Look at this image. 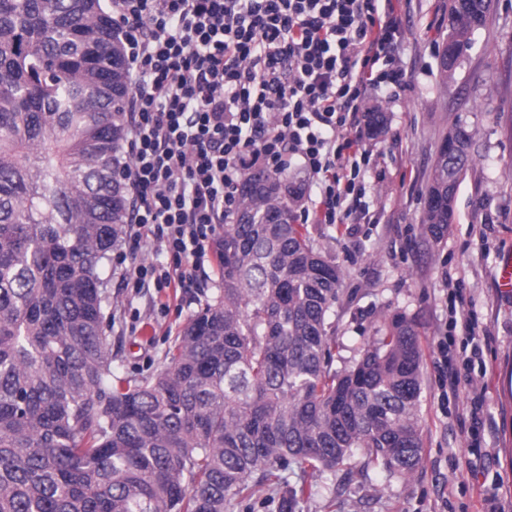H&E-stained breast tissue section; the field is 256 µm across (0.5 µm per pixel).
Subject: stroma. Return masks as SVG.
<instances>
[{"mask_svg": "<svg viewBox=\"0 0 512 512\" xmlns=\"http://www.w3.org/2000/svg\"><path fill=\"white\" fill-rule=\"evenodd\" d=\"M448 0H402L398 55L409 85L385 87L370 99L389 116L386 132L367 145L377 184L361 224H312L323 255L343 270L336 304L335 367L377 335L396 314L412 318L423 354L420 415L423 462L404 479L356 464L345 480L290 464L289 486L306 483L313 495L296 512H487L498 501L512 512V295L498 285L505 251L512 249V0H497L456 72L441 85L437 48L448 34ZM476 128L472 163L455 199V218L440 240L420 224L432 165L455 119ZM202 288H108L113 314L112 370L148 376L165 362L168 346L220 285L217 268ZM464 314L489 338L479 355L455 340L448 354L467 365L455 395H447L436 343L448 310ZM480 422L471 418L474 395ZM337 489L328 501L326 486Z\"/></svg>", "mask_w": 512, "mask_h": 512, "instance_id": "stroma-1", "label": "stroma"}]
</instances>
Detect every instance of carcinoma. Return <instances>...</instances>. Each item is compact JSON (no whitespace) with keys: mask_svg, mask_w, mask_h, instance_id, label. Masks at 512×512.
<instances>
[{"mask_svg":"<svg viewBox=\"0 0 512 512\" xmlns=\"http://www.w3.org/2000/svg\"><path fill=\"white\" fill-rule=\"evenodd\" d=\"M493 0H448L454 79ZM123 49L100 0H0V512H228L279 492L293 462L334 474L361 453L404 478L422 463V351L395 314L336 370L341 271L313 245L283 173L249 172L213 249L221 275L144 378L112 372L104 277L129 219ZM367 135L386 113H365ZM476 130L458 119L420 224L454 221Z\"/></svg>","mask_w":512,"mask_h":512,"instance_id":"1","label":"carcinoma"}]
</instances>
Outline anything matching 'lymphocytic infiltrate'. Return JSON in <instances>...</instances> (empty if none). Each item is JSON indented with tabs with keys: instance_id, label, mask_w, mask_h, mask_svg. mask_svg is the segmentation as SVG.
I'll return each mask as SVG.
<instances>
[{
	"instance_id": "f902f5d3",
	"label": "lymphocytic infiltrate",
	"mask_w": 512,
	"mask_h": 512,
	"mask_svg": "<svg viewBox=\"0 0 512 512\" xmlns=\"http://www.w3.org/2000/svg\"><path fill=\"white\" fill-rule=\"evenodd\" d=\"M112 18L132 88L120 287H194L255 169L317 184L300 223H357L363 112L404 79L394 0H112ZM147 247L168 266L139 260Z\"/></svg>"
}]
</instances>
